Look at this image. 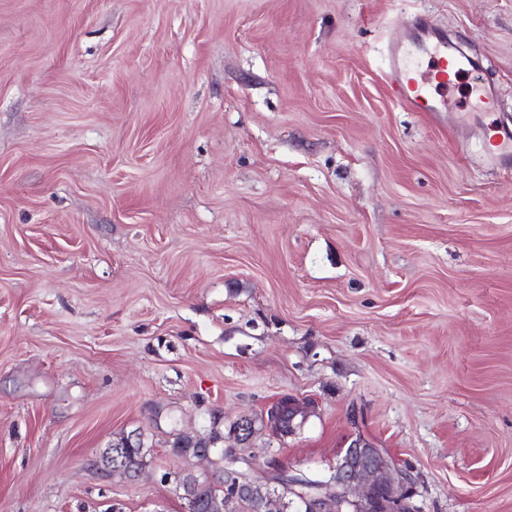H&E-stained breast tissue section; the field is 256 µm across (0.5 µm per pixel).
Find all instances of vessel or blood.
<instances>
[{"label": "vessel or blood", "instance_id": "vessel-or-blood-1", "mask_svg": "<svg viewBox=\"0 0 512 512\" xmlns=\"http://www.w3.org/2000/svg\"><path fill=\"white\" fill-rule=\"evenodd\" d=\"M454 75L471 76V92L481 106L495 104L497 88L477 76L473 60L453 50L447 36L441 35L426 43L420 35L411 34L389 46V85L395 98L415 111H449L447 92Z\"/></svg>", "mask_w": 512, "mask_h": 512}]
</instances>
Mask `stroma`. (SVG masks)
Masks as SVG:
<instances>
[{
    "label": "stroma",
    "mask_w": 512,
    "mask_h": 512,
    "mask_svg": "<svg viewBox=\"0 0 512 512\" xmlns=\"http://www.w3.org/2000/svg\"><path fill=\"white\" fill-rule=\"evenodd\" d=\"M428 18L500 89L391 94ZM512 0H0V512H186L172 434L364 438L421 512H512ZM142 433L135 481L85 462Z\"/></svg>",
    "instance_id": "stroma-1"
}]
</instances>
